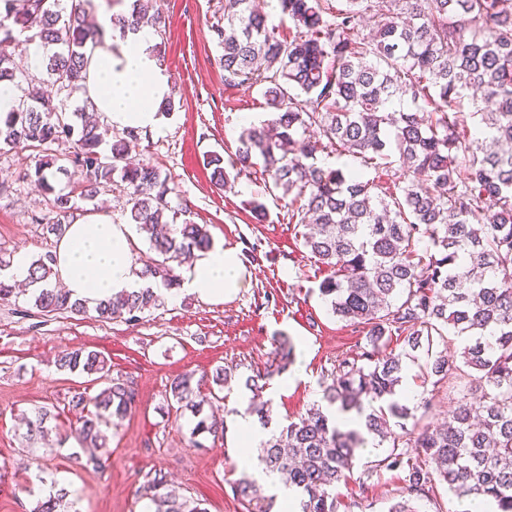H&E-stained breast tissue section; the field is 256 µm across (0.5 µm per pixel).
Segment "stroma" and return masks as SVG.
Wrapping results in <instances>:
<instances>
[{"label": "stroma", "instance_id": "obj_1", "mask_svg": "<svg viewBox=\"0 0 512 512\" xmlns=\"http://www.w3.org/2000/svg\"><path fill=\"white\" fill-rule=\"evenodd\" d=\"M165 20L157 39L165 46L164 67L176 83L178 104L162 133L150 134L141 159L170 173L190 208L189 218L205 225L213 242L237 247L251 276V288L220 303L193 294L160 295L159 304L137 322L103 321L94 314L40 315L29 294L0 301V512H33L51 487L75 490L81 512H150L142 496L148 472L159 470L172 485L206 512H244L233 493L247 473L230 436L193 438L190 412L168 407L174 377L187 371L202 376L200 391L214 385L208 375L219 366L232 368L217 416L232 425L252 398L247 377L270 371L278 363L282 337L294 344L292 361L272 373L260 399L271 422L263 439L279 433L312 405L323 401V383L339 359L357 356L358 334L333 316L318 286L328 271L299 243L301 225L288 220V202L264 195L261 174L240 176L220 190L204 165L218 153L232 161L238 136L247 123L270 119L259 88L229 86L219 65L221 50L211 25L224 0H155ZM33 150L0 152V261L17 256L36 259L55 250L57 239L45 231L54 215L33 176ZM263 197L269 216L257 223L248 206ZM85 348L98 351L112 375L131 382L137 405L120 427L110 429L96 471L75 457L80 446L71 434L76 422L68 410L74 392L88 387L84 374L58 370L62 353ZM425 351L405 359L400 392L408 407L436 394L439 404L426 422H442L459 390L422 380ZM52 408L48 435L28 439L22 417L37 408ZM384 448L360 450L355 478L341 487L340 512H387L400 500V475L385 472L359 485L358 475L380 459Z\"/></svg>", "mask_w": 512, "mask_h": 512}]
</instances>
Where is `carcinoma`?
I'll return each mask as SVG.
<instances>
[{"label":"carcinoma","instance_id":"obj_1","mask_svg":"<svg viewBox=\"0 0 512 512\" xmlns=\"http://www.w3.org/2000/svg\"><path fill=\"white\" fill-rule=\"evenodd\" d=\"M12 24H0V81L31 89L0 118V150L39 148L35 165L57 220L46 231L62 236L79 218L72 195L56 190L55 173L72 172L88 201L101 190L125 193L126 217L148 235L160 258L140 271L150 285L100 301L103 319H140L159 297L153 285L178 284L173 263L211 248L207 229L172 205V178L149 162H129L143 133L114 131L83 120L70 101L87 79L88 47L102 41L87 23L81 0H4ZM293 27L283 33L254 0H224L212 25L222 49L224 84L262 88L272 119L244 129L232 166L213 153L204 164L225 187L256 167L270 195L290 198L288 217L304 227L301 247L331 274L320 295L339 320L365 333L357 358L336 361L323 399L339 413L364 417V430L341 429L319 404L267 440L261 461L286 476L300 512H339L356 453L371 436L385 455L364 470L360 485L382 471L404 474L406 496L388 512H416L435 481L459 498L485 496L512 512V0H278ZM153 0H132L113 17L124 31L145 21L158 29ZM373 21L370 36L361 23ZM47 47L44 78L16 66V48ZM481 92L474 112L460 109L469 91ZM111 139L110 152L102 145ZM73 143L51 154V146ZM351 155L385 169L387 187L357 170L329 168L321 154ZM55 255L29 264L33 307L41 315H83L86 306L54 288ZM472 337L448 358L445 331ZM402 336L408 350L387 351ZM445 345L427 363L424 381L436 386L469 379L439 428L421 424L398 399L403 358L434 340ZM57 368L96 376V394L74 393L75 434L92 448L105 444L136 403L135 389L110 375L96 351L75 349ZM169 400L197 422L192 435L224 432V421L205 412L219 399L200 397L194 375L172 380ZM371 412L364 413V406ZM46 409L26 420L27 432L45 433ZM395 420V432L389 420ZM144 496L154 512H206L168 484L147 474ZM234 494L245 512H273L274 498L242 479ZM62 487L34 512H78Z\"/></svg>","mask_w":512,"mask_h":512}]
</instances>
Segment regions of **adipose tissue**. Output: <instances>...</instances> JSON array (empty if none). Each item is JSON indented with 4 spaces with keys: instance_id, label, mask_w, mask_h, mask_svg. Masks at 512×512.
Segmentation results:
<instances>
[{
    "instance_id": "obj_1",
    "label": "adipose tissue",
    "mask_w": 512,
    "mask_h": 512,
    "mask_svg": "<svg viewBox=\"0 0 512 512\" xmlns=\"http://www.w3.org/2000/svg\"><path fill=\"white\" fill-rule=\"evenodd\" d=\"M97 24L106 31L110 46L95 50L89 59L85 98L100 121L111 127L161 132L170 77L152 50L153 31H114L106 12L98 15ZM132 243L130 225L113 223L107 214L75 221L55 248L58 277L72 297L90 307L114 293L145 287L132 258ZM249 285L238 249L215 245L182 269L179 289L221 302Z\"/></svg>"
}]
</instances>
